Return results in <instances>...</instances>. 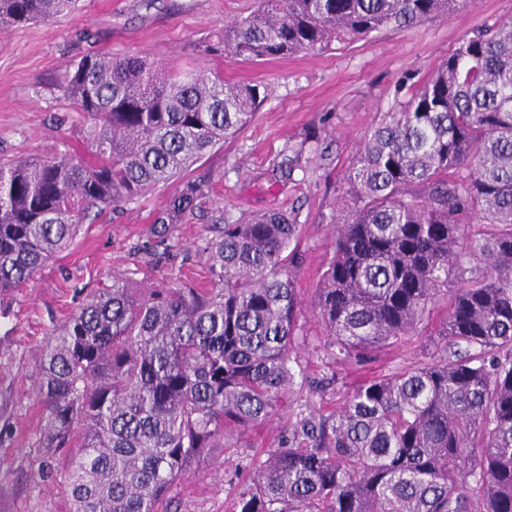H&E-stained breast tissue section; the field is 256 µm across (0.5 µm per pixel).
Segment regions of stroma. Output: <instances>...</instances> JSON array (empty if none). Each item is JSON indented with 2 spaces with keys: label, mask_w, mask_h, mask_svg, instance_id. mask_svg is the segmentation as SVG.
<instances>
[{
  "label": "stroma",
  "mask_w": 512,
  "mask_h": 512,
  "mask_svg": "<svg viewBox=\"0 0 512 512\" xmlns=\"http://www.w3.org/2000/svg\"><path fill=\"white\" fill-rule=\"evenodd\" d=\"M256 0H77L67 15L0 31V157L48 156L82 148L85 118L62 86L81 57L140 54L180 71L204 69L231 83H257L267 98L237 137L208 152L188 176L202 183L198 209L172 225L166 245L152 221L176 183L103 212L74 243L23 287L0 296V512H69L66 494L38 475L40 463L62 469L64 454L40 448L35 368L55 328L113 277L209 284L203 246L223 224L282 209L301 226L294 250L297 286L312 303L332 250L331 231L345 218L346 174L380 114L393 111L433 70L487 25L512 18V0H471L451 17L411 30L386 28L316 52L251 62L224 50L226 22L249 14ZM431 336L372 354L354 365L324 366L298 348L310 381L336 373L343 390L428 362ZM280 422L253 431L233 448L215 450L169 491V512H229L238 464L277 445Z\"/></svg>",
  "instance_id": "obj_1"
}]
</instances>
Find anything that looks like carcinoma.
I'll list each match as a JSON object with an SVG mask.
<instances>
[{
  "mask_svg": "<svg viewBox=\"0 0 512 512\" xmlns=\"http://www.w3.org/2000/svg\"><path fill=\"white\" fill-rule=\"evenodd\" d=\"M467 0H258L224 51L264 61L411 30ZM75 0H0V29ZM86 152L0 162V294L68 249L91 215L177 179L163 237L199 207L183 179L250 124L259 84L145 57L87 55L63 86ZM352 206L313 311L335 362L440 336L427 363L379 375L324 414L299 405L278 447L252 455L232 512H512V20L465 39L364 137ZM283 210L226 224L207 245L211 286L112 277L49 339L36 372L46 477L72 512H161L209 448H231L284 408L304 304ZM479 273L458 281L465 261ZM445 314L434 324V311Z\"/></svg>",
  "mask_w": 512,
  "mask_h": 512,
  "instance_id": "1",
  "label": "carcinoma"
}]
</instances>
